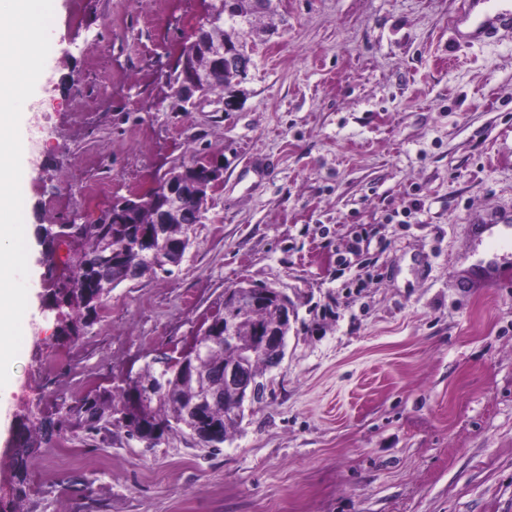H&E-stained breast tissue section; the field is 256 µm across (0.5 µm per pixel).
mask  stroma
Here are the masks:
<instances>
[{
    "label": "stroma",
    "instance_id": "35a3bbf8",
    "mask_svg": "<svg viewBox=\"0 0 512 512\" xmlns=\"http://www.w3.org/2000/svg\"><path fill=\"white\" fill-rule=\"evenodd\" d=\"M461 2L275 0L235 107L186 112L164 76L198 0H58L24 221L89 219L199 152L224 182L181 265L113 289L74 341L33 244L12 407L120 390L242 280L297 319L220 451L57 432L16 512H512V258L495 285L465 267L472 225L512 212V32L457 41Z\"/></svg>",
    "mask_w": 512,
    "mask_h": 512
}]
</instances>
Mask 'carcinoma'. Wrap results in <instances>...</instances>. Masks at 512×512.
I'll list each match as a JSON object with an SVG mask.
<instances>
[{
  "label": "carcinoma",
  "instance_id": "1",
  "mask_svg": "<svg viewBox=\"0 0 512 512\" xmlns=\"http://www.w3.org/2000/svg\"><path fill=\"white\" fill-rule=\"evenodd\" d=\"M153 201L142 198L137 207L120 209L112 205L105 210L99 224H47L40 225L38 232L45 246L42 263L44 278L49 285L46 302L64 309V317L58 325V336L70 340L80 336L83 330L98 318L102 304L94 300L95 289H114L125 282L126 270L131 264L147 256L152 246L159 245L155 240L146 243L143 251L136 249L141 238H148L150 231L151 208ZM195 221L194 204L188 199L184 205L181 220L166 225L165 237L176 240L185 234L186 225ZM60 239L69 243L73 255L67 271H59L52 244ZM273 319L272 312H257L244 322L240 329L239 341L245 345L259 344L253 334L256 323ZM137 384L141 388V415L128 416L129 390L121 389L120 399H115L112 390L97 389L84 396L74 405L58 413L59 429L79 430L87 435H98L111 427L125 430L128 437L151 435L159 432L162 440L170 432L180 430L189 434L196 445L202 448H216L218 444L208 438V428L216 422L225 431L236 432L240 422L225 418L226 408L234 405L227 398V405H218L209 411L204 419H197L194 405L197 401L196 388L192 377L167 375L159 378V371L147 368L140 375ZM49 442L42 425L25 430L22 447L33 448ZM29 469V453L25 452L14 459L15 494L18 501L26 496Z\"/></svg>",
  "mask_w": 512,
  "mask_h": 512
}]
</instances>
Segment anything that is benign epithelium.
I'll list each match as a JSON object with an SVG mask.
<instances>
[{
  "label": "benign epithelium",
  "instance_id": "7a95c632",
  "mask_svg": "<svg viewBox=\"0 0 512 512\" xmlns=\"http://www.w3.org/2000/svg\"><path fill=\"white\" fill-rule=\"evenodd\" d=\"M206 12L202 21L195 27L191 40L184 45L179 56L184 61V70L177 83L182 102L195 106L206 96L211 79L208 72L193 68L190 59L203 53L216 64L224 68V73L232 78L231 86L239 85L247 75L251 65L250 46L246 40H240L236 50L227 52L224 43L211 39V29L220 22L237 25L240 21H249L252 17L271 12L272 0H205ZM224 165L214 155L206 158L203 165L191 167V172H175L167 168L154 179L153 189L159 195V205L153 217L157 233H162L165 224L170 222L172 214L181 209L183 201L191 198L196 203L195 218L200 222L204 218L212 200V195L223 183ZM192 245L188 236L175 244L160 245L151 252V261L155 267H177ZM271 301L278 308L281 323L275 326H255L256 336L262 338L261 352L265 353L271 366H278L285 357L286 341L290 325L295 321V310L288 294L283 289L269 284L253 282L237 283L224 290V303L219 309L208 313L201 320L196 337L191 339L175 359L163 362L170 372L184 371L188 362L198 361L209 352V346L198 341L201 336H212V343L224 341V348L233 351V359L224 363L218 372L219 383L212 385L207 378L194 376L202 395L197 402L199 407H208L221 399L223 393L235 394L240 402H256L264 391L262 377L254 374L251 363L254 350L235 347L237 341V323L234 316L240 309L257 304V299ZM224 326V338L215 336V327Z\"/></svg>",
  "mask_w": 512,
  "mask_h": 512
}]
</instances>
